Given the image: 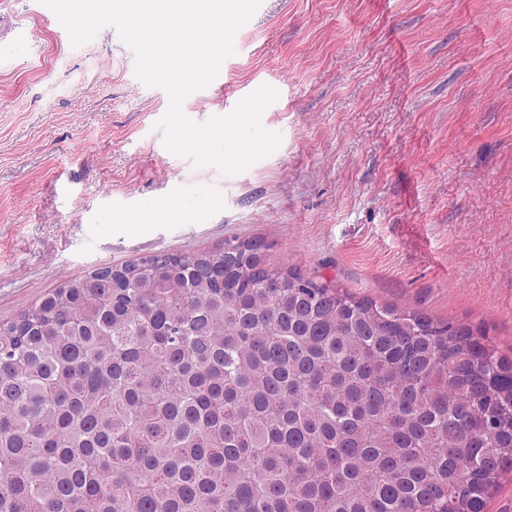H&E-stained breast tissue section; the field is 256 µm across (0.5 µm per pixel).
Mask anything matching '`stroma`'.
<instances>
[{
  "instance_id": "stroma-1",
  "label": "stroma",
  "mask_w": 512,
  "mask_h": 512,
  "mask_svg": "<svg viewBox=\"0 0 512 512\" xmlns=\"http://www.w3.org/2000/svg\"><path fill=\"white\" fill-rule=\"evenodd\" d=\"M0 323L94 269L252 239L512 350V0H262L204 122L259 87L278 148L226 176L170 152L167 92L115 27L82 46L0 0Z\"/></svg>"
}]
</instances>
